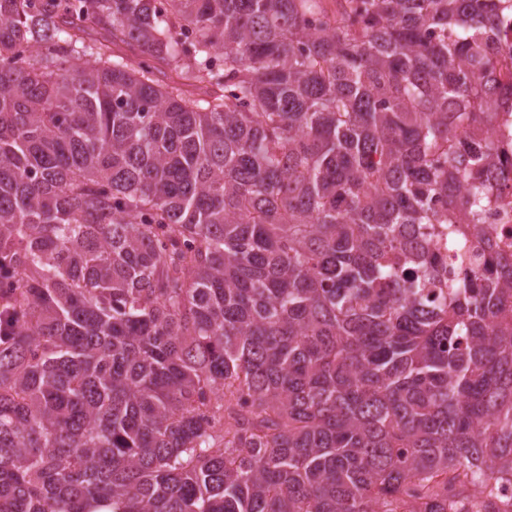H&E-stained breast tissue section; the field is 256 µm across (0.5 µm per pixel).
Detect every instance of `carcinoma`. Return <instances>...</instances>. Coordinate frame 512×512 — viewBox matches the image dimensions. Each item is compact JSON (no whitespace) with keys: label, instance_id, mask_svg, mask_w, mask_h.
Masks as SVG:
<instances>
[{"label":"carcinoma","instance_id":"obj_1","mask_svg":"<svg viewBox=\"0 0 512 512\" xmlns=\"http://www.w3.org/2000/svg\"><path fill=\"white\" fill-rule=\"evenodd\" d=\"M321 2L0 0V512H512L500 0ZM506 93L502 90L500 108L492 114L488 126V134L501 147H506L508 162L496 163L486 171L484 178L492 186V203L483 214L482 224L477 225L469 233L455 234V246L459 250H448L447 233L435 239L438 252L447 260L448 274L452 275L457 263L456 255L473 256L486 253L489 246L512 251V83L506 85ZM511 159V164H510Z\"/></svg>","mask_w":512,"mask_h":512}]
</instances>
